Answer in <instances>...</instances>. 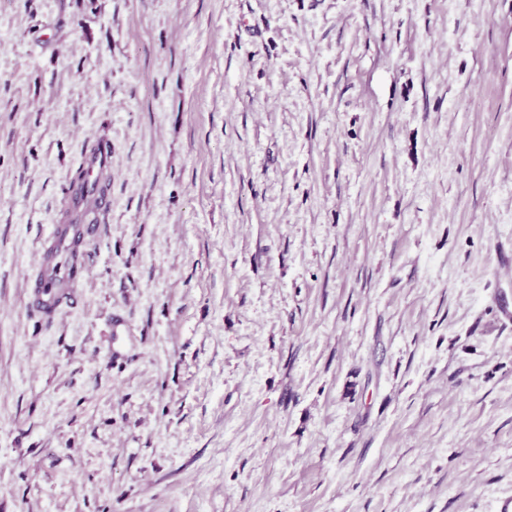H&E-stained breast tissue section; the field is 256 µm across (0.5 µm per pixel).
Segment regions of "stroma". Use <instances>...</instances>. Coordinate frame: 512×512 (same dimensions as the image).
<instances>
[{
    "label": "stroma",
    "mask_w": 512,
    "mask_h": 512,
    "mask_svg": "<svg viewBox=\"0 0 512 512\" xmlns=\"http://www.w3.org/2000/svg\"><path fill=\"white\" fill-rule=\"evenodd\" d=\"M508 241L512 0H0V512H496ZM112 163V144L107 140H96L84 149L82 167L86 172L84 183L77 195L70 193V207L77 214L78 198L81 194L90 195L94 200L91 213L75 223L52 225L48 237L40 248L39 261L35 270L26 277L27 309L33 313H45L48 306L60 299L55 292L52 280L45 271L57 264V274L63 276L71 288H75L89 275L87 253L93 243L99 240L105 230L102 222L112 211L111 185L104 181L103 174ZM76 254L73 262L64 260L61 254Z\"/></svg>",
    "instance_id": "35a3bbf8"
}]
</instances>
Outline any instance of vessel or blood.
<instances>
[{
	"label": "vessel or blood",
	"mask_w": 512,
	"mask_h": 512,
	"mask_svg": "<svg viewBox=\"0 0 512 512\" xmlns=\"http://www.w3.org/2000/svg\"><path fill=\"white\" fill-rule=\"evenodd\" d=\"M111 163L112 145L109 141L96 140L86 146L82 157L86 176L80 192L93 198L94 209L76 219L75 223L52 225L41 245L38 264L25 280L29 311L46 312L58 299L53 282L46 274L47 269L56 268L58 275L72 287L88 277L87 253L102 237L104 221L112 211L111 186L104 180Z\"/></svg>",
	"instance_id": "1"
}]
</instances>
